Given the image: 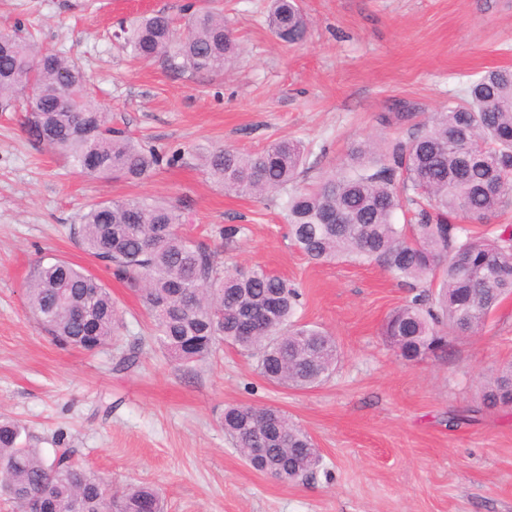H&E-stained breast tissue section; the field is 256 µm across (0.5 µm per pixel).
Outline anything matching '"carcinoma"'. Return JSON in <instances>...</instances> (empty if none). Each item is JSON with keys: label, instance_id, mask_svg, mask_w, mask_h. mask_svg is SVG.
I'll return each instance as SVG.
<instances>
[{"label": "carcinoma", "instance_id": "1", "mask_svg": "<svg viewBox=\"0 0 512 512\" xmlns=\"http://www.w3.org/2000/svg\"><path fill=\"white\" fill-rule=\"evenodd\" d=\"M184 11L179 30L158 11L120 27L116 38L134 58L158 59L179 72L224 67L235 53L230 20L213 7L189 3ZM268 26L288 44L308 33L297 0H270ZM0 112L24 113L31 141L90 178L144 180L178 159L114 126L73 60L41 53L16 33L0 34ZM306 162L301 142L280 139L257 153L215 148L203 170L226 194L281 207L291 242L309 261L374 263L406 286L410 298L383 327L401 359L440 347L449 331L476 332L512 295V225L484 223L512 208L511 68L484 71L464 98L424 118L409 139L361 143L347 167L308 186L300 184ZM399 211L402 224L395 222ZM181 224V207L133 197L88 204L71 231L139 297L159 348L204 361L224 342L277 385L307 388L333 373L336 340L297 318L298 287L259 265L225 266L220 247L184 236ZM25 297L38 325L62 346L98 351L122 326L110 291L66 260L38 263ZM483 400L512 406V363L490 378ZM224 431L256 470L263 464L252 449H267L284 482L308 477L320 461L310 436L275 406H229ZM24 432L0 420V496L15 512H26L34 497L42 512H164L153 488L112 495L68 449L49 459L26 445Z\"/></svg>", "mask_w": 512, "mask_h": 512}]
</instances>
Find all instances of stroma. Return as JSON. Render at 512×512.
<instances>
[{"label":"stroma","mask_w":512,"mask_h":512,"mask_svg":"<svg viewBox=\"0 0 512 512\" xmlns=\"http://www.w3.org/2000/svg\"><path fill=\"white\" fill-rule=\"evenodd\" d=\"M267 0H214L238 51L224 70L191 75L143 64L113 34L184 0H0V31L21 26L77 61L96 103L134 137L179 163L148 180L94 179L32 146L15 112H0V415L51 452L64 434L76 460L109 491L159 490L165 512H512V410L482 404L486 381L512 363V296L482 331L399 359L382 328L408 293L377 265H313L292 245L277 208L228 195L207 180L202 151L263 150L302 140L308 181L346 165L367 139L409 137L413 122L463 97L469 75L512 67V0H300L306 40H276ZM134 196L183 208L182 230L220 244L245 225L228 264L261 265L301 287L303 322L332 336L341 359L320 385L267 382L252 358L220 345L186 363L148 343L137 297L87 255L70 226L88 203ZM66 260L110 290L120 345L93 353L52 342L25 303L40 262ZM232 404L272 405L305 430L322 461L307 479L254 470L224 432ZM461 415L459 425L448 419Z\"/></svg>","instance_id":"obj_1"}]
</instances>
